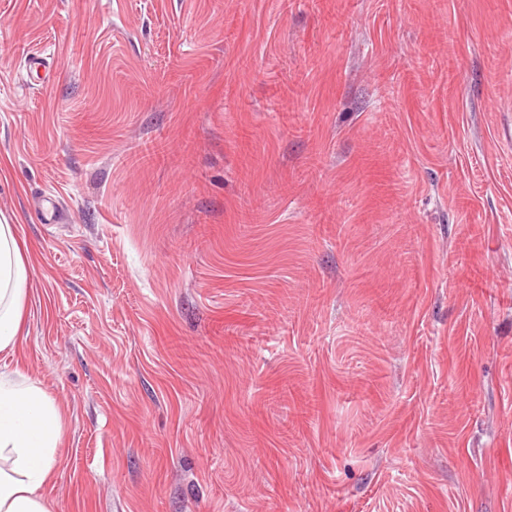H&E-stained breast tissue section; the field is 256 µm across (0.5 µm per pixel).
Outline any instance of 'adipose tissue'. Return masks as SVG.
<instances>
[{
    "label": "adipose tissue",
    "instance_id": "1",
    "mask_svg": "<svg viewBox=\"0 0 512 512\" xmlns=\"http://www.w3.org/2000/svg\"><path fill=\"white\" fill-rule=\"evenodd\" d=\"M28 278L15 227L0 220V351L21 335ZM63 437L61 413L41 386L0 369V512H51L40 490L59 466Z\"/></svg>",
    "mask_w": 512,
    "mask_h": 512
}]
</instances>
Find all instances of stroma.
I'll return each mask as SVG.
<instances>
[{"label": "stroma", "instance_id": "stroma-1", "mask_svg": "<svg viewBox=\"0 0 512 512\" xmlns=\"http://www.w3.org/2000/svg\"><path fill=\"white\" fill-rule=\"evenodd\" d=\"M0 215L52 512H512V0H0Z\"/></svg>", "mask_w": 512, "mask_h": 512}]
</instances>
